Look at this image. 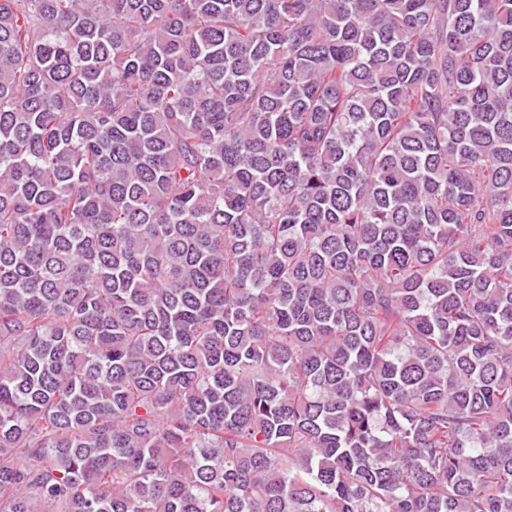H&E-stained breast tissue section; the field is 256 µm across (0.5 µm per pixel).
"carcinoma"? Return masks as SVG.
<instances>
[{
  "label": "carcinoma",
  "instance_id": "1",
  "mask_svg": "<svg viewBox=\"0 0 512 512\" xmlns=\"http://www.w3.org/2000/svg\"><path fill=\"white\" fill-rule=\"evenodd\" d=\"M0 512H512V0H0Z\"/></svg>",
  "mask_w": 512,
  "mask_h": 512
}]
</instances>
